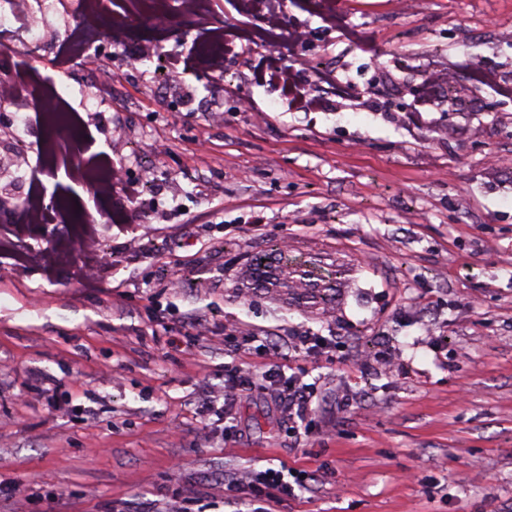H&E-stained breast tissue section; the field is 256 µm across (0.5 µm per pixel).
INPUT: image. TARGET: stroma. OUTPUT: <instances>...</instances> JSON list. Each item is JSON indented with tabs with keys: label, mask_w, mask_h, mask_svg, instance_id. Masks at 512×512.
<instances>
[{
	"label": "stroma",
	"mask_w": 512,
	"mask_h": 512,
	"mask_svg": "<svg viewBox=\"0 0 512 512\" xmlns=\"http://www.w3.org/2000/svg\"><path fill=\"white\" fill-rule=\"evenodd\" d=\"M77 4L33 21L37 61L0 46V78L27 86L0 104V201L51 183L54 90L119 171L111 260L85 284L76 262L0 251V512H247L228 481L281 467L300 480L273 512H512V97L473 87L512 73V0H338L342 30L292 2L310 112L247 60L197 79L175 37L167 76L112 39L95 49L111 81L79 74L59 49ZM415 63L470 95L416 113ZM277 241L346 267L342 287L318 306L253 287ZM231 369L302 372L313 412L295 426L246 393L226 432L204 409Z\"/></svg>",
	"instance_id": "obj_1"
}]
</instances>
